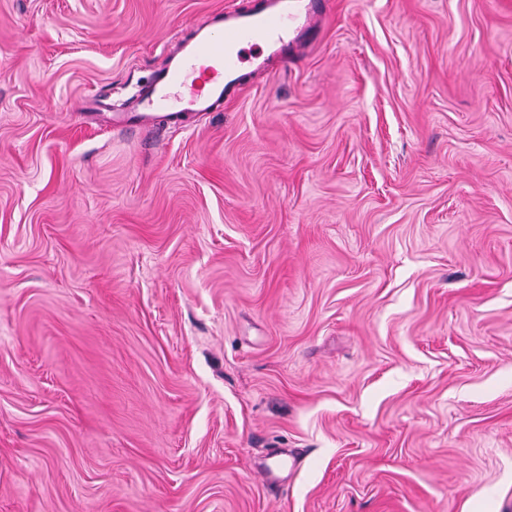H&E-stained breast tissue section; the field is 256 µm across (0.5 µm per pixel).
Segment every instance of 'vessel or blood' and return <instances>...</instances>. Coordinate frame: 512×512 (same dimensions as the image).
Masks as SVG:
<instances>
[{
  "label": "vessel or blood",
  "instance_id": "1",
  "mask_svg": "<svg viewBox=\"0 0 512 512\" xmlns=\"http://www.w3.org/2000/svg\"><path fill=\"white\" fill-rule=\"evenodd\" d=\"M323 19L317 0H266L260 10L214 12L191 38L167 50L122 124L144 127L154 113L204 114L240 88L244 61L264 68L269 58L298 49L300 36Z\"/></svg>",
  "mask_w": 512,
  "mask_h": 512
}]
</instances>
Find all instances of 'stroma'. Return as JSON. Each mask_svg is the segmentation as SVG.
Segmentation results:
<instances>
[{
  "label": "stroma",
  "mask_w": 512,
  "mask_h": 512,
  "mask_svg": "<svg viewBox=\"0 0 512 512\" xmlns=\"http://www.w3.org/2000/svg\"><path fill=\"white\" fill-rule=\"evenodd\" d=\"M262 4L0 0V512H512V0L92 116Z\"/></svg>",
  "instance_id": "stroma-1"
}]
</instances>
